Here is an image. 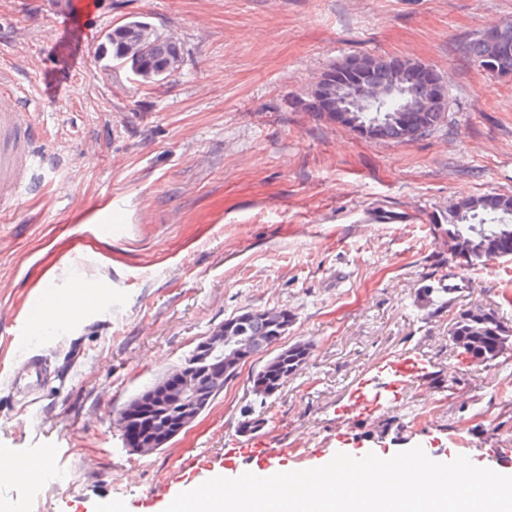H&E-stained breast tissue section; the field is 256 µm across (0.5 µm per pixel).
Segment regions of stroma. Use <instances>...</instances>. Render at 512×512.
I'll use <instances>...</instances> for the list:
<instances>
[{"mask_svg":"<svg viewBox=\"0 0 512 512\" xmlns=\"http://www.w3.org/2000/svg\"><path fill=\"white\" fill-rule=\"evenodd\" d=\"M174 35L182 63L152 89L92 54L115 22ZM512 22V0H0V81L20 89L42 160L32 191L0 204V456L40 458V485L0 481V512H164L185 468L258 448L279 469L329 463L337 448L444 461L512 456V350L491 362L452 352L460 306L493 305L512 326V260L461 270L449 307L422 304L445 247L434 225L460 199L512 194V79L465 46ZM83 33L63 94L48 73L55 33ZM371 54L420 61L448 91L440 127L407 143L365 139L301 109L322 73ZM112 204L88 236L87 206ZM103 285L92 301L88 280ZM70 306L57 327L26 325L42 289ZM288 309L282 345L310 343L302 371L267 401L247 364L208 409L153 454L125 447L113 412L181 365L224 319ZM41 355L56 379L25 394L11 373ZM412 357L400 400L359 414L361 382ZM435 407L432 421L419 410ZM263 417L254 435L244 417ZM402 432L377 439L381 421Z\"/></svg>","mask_w":512,"mask_h":512,"instance_id":"1","label":"stroma"}]
</instances>
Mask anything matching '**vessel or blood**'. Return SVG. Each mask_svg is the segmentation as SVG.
Segmentation results:
<instances>
[{"mask_svg":"<svg viewBox=\"0 0 512 512\" xmlns=\"http://www.w3.org/2000/svg\"><path fill=\"white\" fill-rule=\"evenodd\" d=\"M35 133L29 113L19 91L12 84L0 83V201L17 200L27 193L26 175L38 162L30 150ZM24 372L14 375L12 385L22 391H34L48 382L46 366L41 357L32 355L26 360ZM419 371L417 362L403 358L391 366L392 379L373 397H362L356 407L369 410L399 399L403 390L412 384Z\"/></svg>","mask_w":512,"mask_h":512,"instance_id":"b4317fda","label":"vessel or blood"}]
</instances>
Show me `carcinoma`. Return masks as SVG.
<instances>
[{"label":"carcinoma","mask_w":512,"mask_h":512,"mask_svg":"<svg viewBox=\"0 0 512 512\" xmlns=\"http://www.w3.org/2000/svg\"><path fill=\"white\" fill-rule=\"evenodd\" d=\"M466 50L474 64L486 74H512V23L481 29L473 34ZM181 53L179 43L162 33L155 35L150 46L136 62L138 68L160 70L167 57ZM98 59L119 65L129 61L126 47L118 36L105 38L100 44ZM360 66H350L344 59L330 66L311 92L313 101L299 103L310 110L323 109L336 113V106L346 111L345 126L358 130L370 140L398 143L415 140L413 132L427 133L438 127L446 112L441 101L444 94L440 76L429 69L427 77L416 75L409 62L397 57L363 55L354 57ZM402 85L410 96L401 102L396 98L379 97L367 103L366 111L349 110L344 93L349 88L370 93ZM434 230L446 237L448 257L442 263L468 268L483 265L495 258L512 255V195L491 193L470 196L458 201L448 212V227L438 224ZM288 310H246L224 320L226 336H278L281 327L289 324ZM449 333L455 337L461 355L494 360L509 348L512 329L501 320L491 305L462 307L452 318ZM311 353L310 345L295 343L281 349L252 375V391L261 402L276 394L281 383L275 382L280 371L288 377L304 368Z\"/></svg>","instance_id":"carcinoma-1"}]
</instances>
